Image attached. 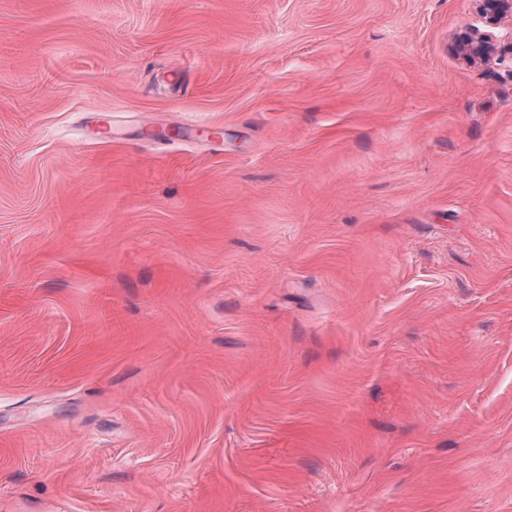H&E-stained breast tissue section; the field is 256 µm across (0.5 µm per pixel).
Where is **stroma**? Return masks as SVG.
I'll list each match as a JSON object with an SVG mask.
<instances>
[{
	"mask_svg": "<svg viewBox=\"0 0 512 512\" xmlns=\"http://www.w3.org/2000/svg\"><path fill=\"white\" fill-rule=\"evenodd\" d=\"M475 0H0V512H512V53ZM458 46L468 58L473 60L489 58L498 50L496 42L490 35L478 33L473 29L461 34Z\"/></svg>",
	"mask_w": 512,
	"mask_h": 512,
	"instance_id": "1",
	"label": "stroma"
}]
</instances>
